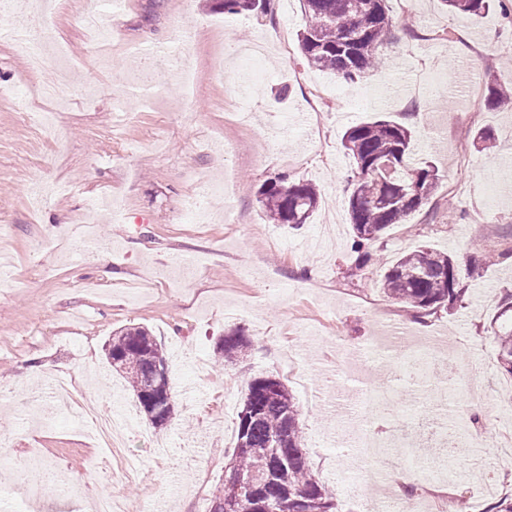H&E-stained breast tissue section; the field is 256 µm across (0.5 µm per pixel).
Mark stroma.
Segmentation results:
<instances>
[{"label":"stroma","instance_id":"35a3bbf8","mask_svg":"<svg viewBox=\"0 0 512 512\" xmlns=\"http://www.w3.org/2000/svg\"><path fill=\"white\" fill-rule=\"evenodd\" d=\"M386 6L394 26L384 60L349 82L301 57L299 0H271L258 16L214 9L212 0H128L119 13L109 0H55L47 22L67 47L70 73L54 104L66 132L60 141L17 119L20 103L37 98L53 73L29 68L27 45L0 40V251L22 282L0 293V512H94L105 492L155 512H209L235 446L241 399L260 374L279 376L294 394L314 473L334 491L338 512H368L395 490L378 483L374 458L360 446L367 430L385 441L398 427L412 437L415 419L444 407L449 434L464 443L468 386L492 407L486 429L512 430V376L499 368L491 331L512 293V112L459 91L466 60L481 87H512V0H491L476 16L446 11L439 0ZM89 12L120 31L108 63L88 58L95 45L81 18ZM282 30L286 51L270 47L262 65L225 52ZM147 62L149 84L138 79ZM185 65L199 75L190 96L175 77ZM113 68L125 82H111ZM235 88L254 114L250 125L224 112ZM120 105L133 120L117 115ZM378 117L414 130L416 156L437 167L439 183L428 204L387 231L379 262L360 273L347 213L356 165L342 137ZM471 129L490 131L495 148L474 143ZM227 140L236 146L228 156L219 150ZM281 175L321 191L319 210L301 230L261 216L257 191ZM227 176L235 192L210 198L213 223L174 222L200 179ZM89 195L115 210L91 233ZM228 207L237 223H224ZM421 245L468 264H483L492 251L504 258L483 264L481 280H463L454 309L420 323L383 294L381 280ZM391 319L415 337L448 340L416 400L404 394V347L367 359L370 340ZM128 326L148 328L167 353L182 356L170 368L175 420L165 428L151 424L127 382L108 370L105 344ZM236 328L252 346L227 366L214 346ZM55 375L134 413L123 452L141 462L137 478H99L112 460L82 430L63 418L53 429L40 424L38 413L53 408L45 382ZM301 376L324 398L307 400ZM386 382L397 392L393 415L367 426L360 403ZM34 461L60 472L53 486L24 498L14 484ZM478 461L474 451L450 460L421 455L409 468L428 467L448 493L447 512L464 504L488 512L496 500L489 487L512 484V469L469 477Z\"/></svg>","mask_w":512,"mask_h":512}]
</instances>
